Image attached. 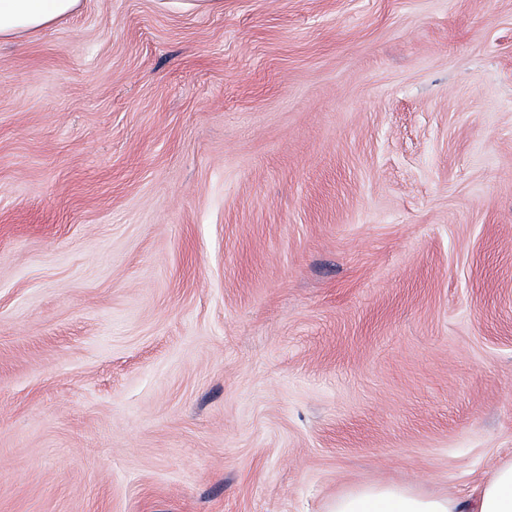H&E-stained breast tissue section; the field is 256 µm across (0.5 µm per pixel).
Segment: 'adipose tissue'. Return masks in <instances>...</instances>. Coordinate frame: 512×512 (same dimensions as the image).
<instances>
[{"instance_id": "1", "label": "adipose tissue", "mask_w": 512, "mask_h": 512, "mask_svg": "<svg viewBox=\"0 0 512 512\" xmlns=\"http://www.w3.org/2000/svg\"><path fill=\"white\" fill-rule=\"evenodd\" d=\"M79 3L80 0H0V44L45 29L74 12ZM329 512H512V462L499 466L473 498L374 484L337 496Z\"/></svg>"}]
</instances>
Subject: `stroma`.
Returning <instances> with one entry per match:
<instances>
[{
    "label": "stroma",
    "mask_w": 512,
    "mask_h": 512,
    "mask_svg": "<svg viewBox=\"0 0 512 512\" xmlns=\"http://www.w3.org/2000/svg\"><path fill=\"white\" fill-rule=\"evenodd\" d=\"M511 461L512 0H80L0 44V512Z\"/></svg>",
    "instance_id": "stroma-1"
}]
</instances>
